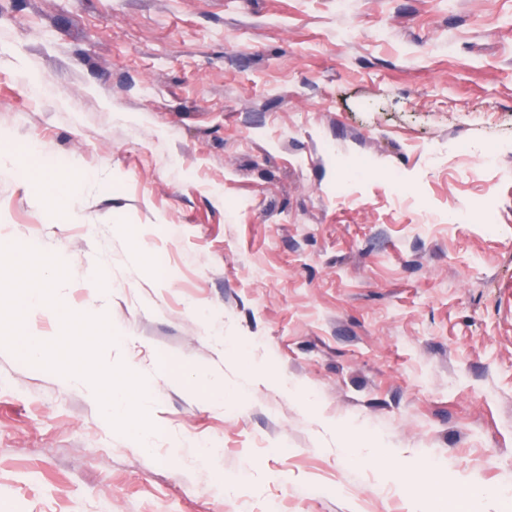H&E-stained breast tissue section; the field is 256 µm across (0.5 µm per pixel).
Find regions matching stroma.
I'll list each match as a JSON object with an SVG mask.
<instances>
[{
    "instance_id": "obj_1",
    "label": "stroma",
    "mask_w": 512,
    "mask_h": 512,
    "mask_svg": "<svg viewBox=\"0 0 512 512\" xmlns=\"http://www.w3.org/2000/svg\"><path fill=\"white\" fill-rule=\"evenodd\" d=\"M0 137V233L156 427L0 348V512L512 486V0H0Z\"/></svg>"
}]
</instances>
